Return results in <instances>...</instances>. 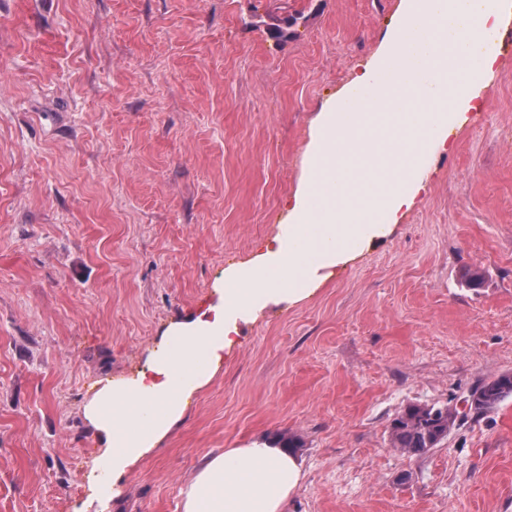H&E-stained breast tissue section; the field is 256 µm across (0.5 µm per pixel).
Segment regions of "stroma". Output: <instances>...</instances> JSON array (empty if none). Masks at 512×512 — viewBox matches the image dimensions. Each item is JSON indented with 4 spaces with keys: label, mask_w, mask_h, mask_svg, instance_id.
Here are the masks:
<instances>
[{
    "label": "stroma",
    "mask_w": 512,
    "mask_h": 512,
    "mask_svg": "<svg viewBox=\"0 0 512 512\" xmlns=\"http://www.w3.org/2000/svg\"><path fill=\"white\" fill-rule=\"evenodd\" d=\"M400 3L0 0V512H183L209 457L280 433L303 471L283 512H512V398L425 454L389 441L404 407L512 371V19L401 222L241 316L157 448L91 467L84 399L288 222L319 112Z\"/></svg>",
    "instance_id": "35a3bbf8"
}]
</instances>
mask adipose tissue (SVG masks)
Segmentation results:
<instances>
[{"label": "adipose tissue", "instance_id": "ef3b65f1", "mask_svg": "<svg viewBox=\"0 0 512 512\" xmlns=\"http://www.w3.org/2000/svg\"><path fill=\"white\" fill-rule=\"evenodd\" d=\"M512 0H402L374 62L320 112L290 221L250 260L224 272L217 303L173 323L149 371L100 381L82 406L117 474L151 452L181 419L232 346L237 320L272 301H298L325 269L399 223L423 188L435 150L472 109L497 56ZM302 469L268 444L211 456L184 491V512H282Z\"/></svg>", "mask_w": 512, "mask_h": 512}]
</instances>
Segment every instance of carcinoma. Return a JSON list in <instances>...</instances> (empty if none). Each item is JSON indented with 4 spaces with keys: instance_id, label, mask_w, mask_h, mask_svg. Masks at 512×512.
<instances>
[{
    "instance_id": "obj_1",
    "label": "carcinoma",
    "mask_w": 512,
    "mask_h": 512,
    "mask_svg": "<svg viewBox=\"0 0 512 512\" xmlns=\"http://www.w3.org/2000/svg\"><path fill=\"white\" fill-rule=\"evenodd\" d=\"M512 397V372L505 371L484 380L463 397L467 410L446 406L412 404L399 411L390 424L392 447L402 453L421 455L448 437L458 417H480Z\"/></svg>"
}]
</instances>
